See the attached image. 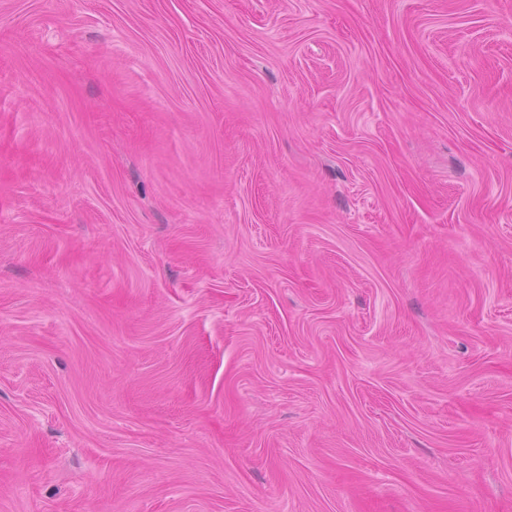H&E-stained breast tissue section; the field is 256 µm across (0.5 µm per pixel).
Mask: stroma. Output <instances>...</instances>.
<instances>
[{
	"label": "stroma",
	"mask_w": 512,
	"mask_h": 512,
	"mask_svg": "<svg viewBox=\"0 0 512 512\" xmlns=\"http://www.w3.org/2000/svg\"><path fill=\"white\" fill-rule=\"evenodd\" d=\"M0 512H512V0H0Z\"/></svg>",
	"instance_id": "stroma-1"
}]
</instances>
